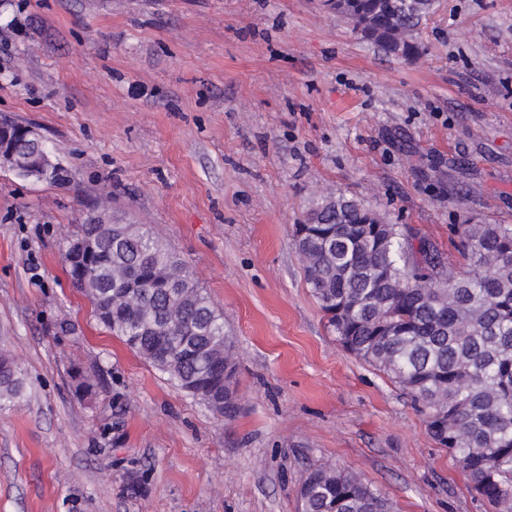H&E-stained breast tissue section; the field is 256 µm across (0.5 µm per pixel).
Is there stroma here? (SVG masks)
I'll return each instance as SVG.
<instances>
[{
    "label": "stroma",
    "instance_id": "35a3bbf8",
    "mask_svg": "<svg viewBox=\"0 0 512 512\" xmlns=\"http://www.w3.org/2000/svg\"><path fill=\"white\" fill-rule=\"evenodd\" d=\"M386 53L323 0H0V114L66 180L0 167V512H298L306 470L394 512H487L411 398L336 339L293 247L340 194L444 253L512 224V0H434ZM186 261L235 342L234 418L96 321L61 255L99 202ZM93 384L77 398L72 374ZM22 379L14 360L0 353V402H10L22 391Z\"/></svg>",
    "mask_w": 512,
    "mask_h": 512
}]
</instances>
